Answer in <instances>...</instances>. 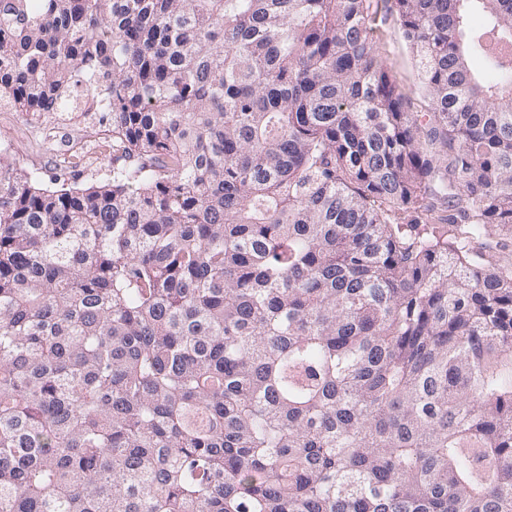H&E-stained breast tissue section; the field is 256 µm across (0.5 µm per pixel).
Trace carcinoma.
Returning a JSON list of instances; mask_svg holds the SVG:
<instances>
[{
    "instance_id": "1",
    "label": "carcinoma",
    "mask_w": 512,
    "mask_h": 512,
    "mask_svg": "<svg viewBox=\"0 0 512 512\" xmlns=\"http://www.w3.org/2000/svg\"><path fill=\"white\" fill-rule=\"evenodd\" d=\"M2 30L0 103L105 121L112 178L0 147V512H512V0ZM386 17L382 23L379 21L375 50L384 59L393 78L407 95L411 110L425 112L428 103L416 87L414 56L399 32L395 17L390 14Z\"/></svg>"
}]
</instances>
